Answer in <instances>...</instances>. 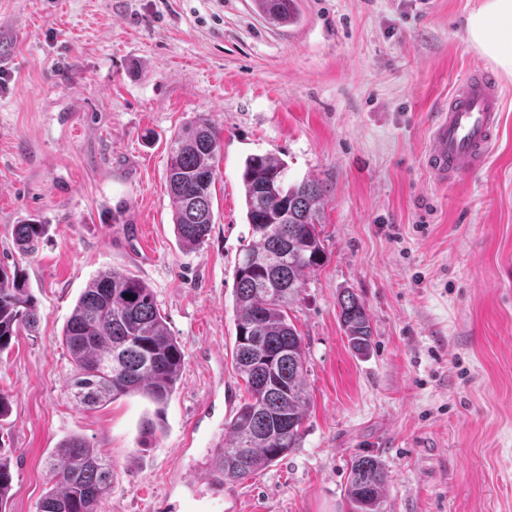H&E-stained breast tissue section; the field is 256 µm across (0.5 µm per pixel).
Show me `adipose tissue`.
<instances>
[{
  "label": "adipose tissue",
  "instance_id": "adipose-tissue-1",
  "mask_svg": "<svg viewBox=\"0 0 512 512\" xmlns=\"http://www.w3.org/2000/svg\"><path fill=\"white\" fill-rule=\"evenodd\" d=\"M470 47L512 76V0H482L465 19Z\"/></svg>",
  "mask_w": 512,
  "mask_h": 512
}]
</instances>
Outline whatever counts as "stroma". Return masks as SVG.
<instances>
[{"mask_svg": "<svg viewBox=\"0 0 512 512\" xmlns=\"http://www.w3.org/2000/svg\"><path fill=\"white\" fill-rule=\"evenodd\" d=\"M481 0H297L274 27L252 0H0V264L12 227L48 226L16 257L42 314L0 354L7 512H37L47 461L77 435L115 466L100 512H350L358 455L388 473L383 512H512V76L480 170L451 185L424 167L432 121L480 60L464 35ZM221 134L213 210L182 249L167 144L197 115ZM273 152L327 204L325 251L290 316L309 407L298 449L222 485L223 505L176 497L247 397L232 359L234 270L249 242L244 159ZM145 281L186 353L155 435L128 395L70 399L63 326L87 282ZM374 330L354 354L337 300Z\"/></svg>", "mask_w": 512, "mask_h": 512, "instance_id": "stroma-1", "label": "stroma"}]
</instances>
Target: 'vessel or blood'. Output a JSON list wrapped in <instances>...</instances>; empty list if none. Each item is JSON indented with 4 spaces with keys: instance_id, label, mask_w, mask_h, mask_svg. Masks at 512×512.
<instances>
[{
    "instance_id": "obj_1",
    "label": "vessel or blood",
    "mask_w": 512,
    "mask_h": 512,
    "mask_svg": "<svg viewBox=\"0 0 512 512\" xmlns=\"http://www.w3.org/2000/svg\"><path fill=\"white\" fill-rule=\"evenodd\" d=\"M502 121V99L497 77L475 67L458 84L430 128L426 164L441 184L486 165Z\"/></svg>"
}]
</instances>
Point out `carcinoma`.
Listing matches in <instances>:
<instances>
[{"instance_id": "cac0c4a2", "label": "carcinoma", "mask_w": 512, "mask_h": 512, "mask_svg": "<svg viewBox=\"0 0 512 512\" xmlns=\"http://www.w3.org/2000/svg\"><path fill=\"white\" fill-rule=\"evenodd\" d=\"M267 21L287 26L298 20L296 0H253ZM221 136L199 115L184 124L167 146V192L173 224L189 249L205 243L214 224L212 186ZM288 167L273 153L251 154L241 168L251 241L235 269V339L232 356L245 382L248 401L227 422L229 439L217 449L215 465L224 478L239 480L300 447L308 398L305 349L288 313L321 267L324 250L318 224L325 206L315 179L288 181ZM48 225L25 222L12 228L15 250L30 255ZM350 348L367 354L373 329L364 303L345 291L338 297ZM40 311L19 269L0 265V354L20 333L36 332ZM72 360L68 383L76 405L92 410L126 395L154 405L141 434L152 436L185 362L169 332L153 290L129 273L110 270L91 278L62 331ZM51 488L38 512H98L112 487V463L77 436L62 441L48 461ZM387 472L372 455L353 459L346 495L352 512H382ZM12 484L10 463L0 455V512H6Z\"/></svg>"}]
</instances>
